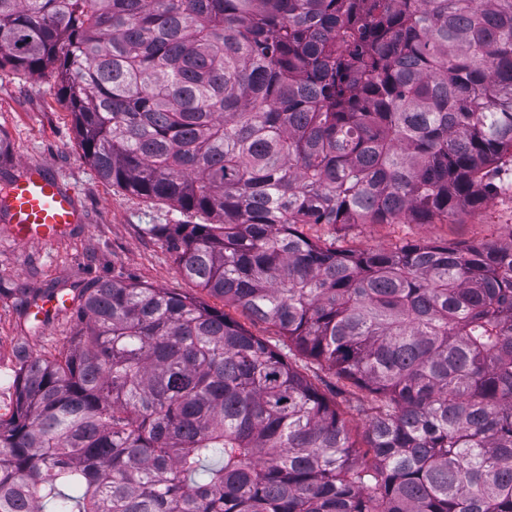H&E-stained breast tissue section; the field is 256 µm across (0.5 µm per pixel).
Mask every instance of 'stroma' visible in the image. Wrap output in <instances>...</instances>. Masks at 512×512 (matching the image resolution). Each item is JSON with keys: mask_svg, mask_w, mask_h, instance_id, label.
<instances>
[{"mask_svg": "<svg viewBox=\"0 0 512 512\" xmlns=\"http://www.w3.org/2000/svg\"><path fill=\"white\" fill-rule=\"evenodd\" d=\"M0 133L13 165L45 166L75 190L86 215L85 223L46 245L18 243L0 225V414L14 401L16 347L47 355L67 344L73 333L65 320L39 324L25 316L20 303L24 288H80L112 278L134 281L226 310L249 333L278 343L275 327L225 307L221 298L178 274L166 240L148 234L145 227L178 223L182 214L165 202L132 196L100 178L83 156L53 74L28 76L8 66L0 69ZM495 182L496 193L479 207L458 210L431 224H358L341 232L339 243L375 250L417 240L454 246L505 240L512 236V170H501Z\"/></svg>", "mask_w": 512, "mask_h": 512, "instance_id": "obj_1", "label": "stroma"}]
</instances>
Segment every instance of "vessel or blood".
Returning <instances> with one entry per match:
<instances>
[{"mask_svg":"<svg viewBox=\"0 0 512 512\" xmlns=\"http://www.w3.org/2000/svg\"><path fill=\"white\" fill-rule=\"evenodd\" d=\"M0 214L7 220L11 236L26 243L54 242L83 221L74 192L45 168L35 165L21 168L6 190L0 192ZM72 304L70 296L56 295L31 304L28 313L42 322L48 314Z\"/></svg>","mask_w":512,"mask_h":512,"instance_id":"b4317fda","label":"vessel or blood"}]
</instances>
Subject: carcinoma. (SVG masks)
<instances>
[{"label": "carcinoma", "mask_w": 512, "mask_h": 512, "mask_svg": "<svg viewBox=\"0 0 512 512\" xmlns=\"http://www.w3.org/2000/svg\"><path fill=\"white\" fill-rule=\"evenodd\" d=\"M84 157L200 224L181 276L274 326L103 281L17 350L0 512H512V238L390 250L512 165V0H0ZM325 224L312 240L304 227ZM368 391L364 445L297 356Z\"/></svg>", "instance_id": "cac0c4a2"}]
</instances>
